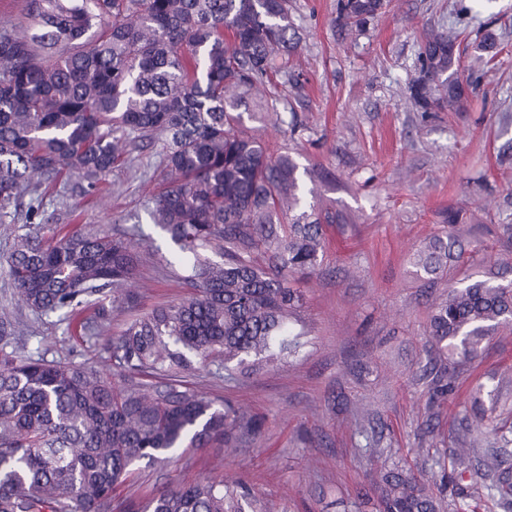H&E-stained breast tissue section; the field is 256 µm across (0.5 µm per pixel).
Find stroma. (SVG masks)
I'll return each instance as SVG.
<instances>
[{"mask_svg":"<svg viewBox=\"0 0 512 512\" xmlns=\"http://www.w3.org/2000/svg\"><path fill=\"white\" fill-rule=\"evenodd\" d=\"M390 0L363 31L336 24L337 0H291L298 47L288 57L300 85L274 79L273 109L250 108L241 127L272 155L298 166L305 205L336 216L325 225L316 274L303 281L307 334L299 354L279 368L226 378L217 359L184 378L264 421L253 449L238 457L216 447L184 449L170 465L136 464L120 498L144 504L170 483L243 477L275 512H347L356 495L376 499L370 472L382 454L420 469L426 454L452 446L457 416L480 387L512 397V326L498 328L480 357L464 367L457 390L435 418L424 406L440 365L429 353L431 304L447 282L483 278L512 254V0ZM459 33L456 57L486 80L452 112H417L407 87L418 74L427 33ZM154 150L134 151L115 168L80 223L128 231L139 241L132 307H114L102 336L119 335L129 318L180 301L190 290L166 262L171 248L152 223ZM454 226L464 256L446 282L412 273L424 238ZM15 315V340L48 360L96 363L114 387L123 377L101 344H75L70 319Z\"/></svg>","mask_w":512,"mask_h":512,"instance_id":"35a3bbf8","label":"stroma"}]
</instances>
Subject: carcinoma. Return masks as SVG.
<instances>
[{
  "label": "carcinoma",
  "instance_id": "carcinoma-1",
  "mask_svg": "<svg viewBox=\"0 0 512 512\" xmlns=\"http://www.w3.org/2000/svg\"><path fill=\"white\" fill-rule=\"evenodd\" d=\"M384 0H339V20L357 30ZM290 0H23L24 22L0 26V224L30 196L26 223L41 214L43 188L66 177L74 201L97 194L132 151L156 148L161 189L150 216L173 245V262L193 292L133 318L105 344L126 384L115 389L97 366L34 358L12 346L0 315V512H269L253 487L203 478L157 491L139 510L115 497L141 462H170L181 448L224 443L248 449L258 421L219 404L178 374L195 360L224 357V371L253 373L295 356L306 336L304 290L335 217L301 209L297 164L273 157L239 130V109L261 97L276 67L296 48ZM453 32L430 33L409 86L418 111L460 101L449 74ZM448 234L416 254L420 279L435 281L460 260ZM135 240L92 224L45 237L15 234L5 277L15 303L39 316L93 309L73 339L99 335L112 306L133 303ZM213 249L216 262L205 256ZM512 324V283L450 285L433 304L430 350L447 377L426 404L434 414L452 392L456 368L483 341ZM500 410L486 459L468 415L458 421L450 456L419 472L385 458L371 471L376 512H463L459 500L512 512V408ZM472 476L460 493L453 474Z\"/></svg>",
  "mask_w": 512,
  "mask_h": 512
}]
</instances>
